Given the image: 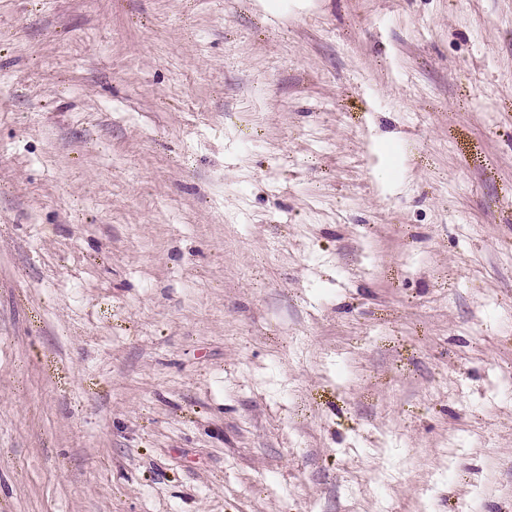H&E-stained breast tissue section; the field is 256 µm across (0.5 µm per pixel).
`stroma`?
<instances>
[{"label": "stroma", "instance_id": "obj_1", "mask_svg": "<svg viewBox=\"0 0 512 512\" xmlns=\"http://www.w3.org/2000/svg\"><path fill=\"white\" fill-rule=\"evenodd\" d=\"M0 512H512V0H0Z\"/></svg>", "mask_w": 512, "mask_h": 512}]
</instances>
